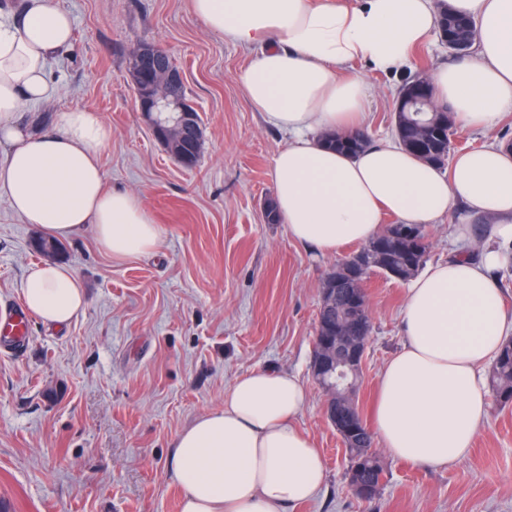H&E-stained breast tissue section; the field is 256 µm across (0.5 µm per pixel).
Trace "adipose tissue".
Returning a JSON list of instances; mask_svg holds the SVG:
<instances>
[{
	"instance_id": "1",
	"label": "adipose tissue",
	"mask_w": 512,
	"mask_h": 512,
	"mask_svg": "<svg viewBox=\"0 0 512 512\" xmlns=\"http://www.w3.org/2000/svg\"><path fill=\"white\" fill-rule=\"evenodd\" d=\"M447 5L475 21L476 37L470 57L432 72L433 99L458 127L492 129L512 112V0H191L209 31L248 51L238 79L255 110L288 136L271 178L295 241L333 255L376 237L385 216L435 224L456 201L493 222L479 258L460 254L412 279L401 346L381 372L374 430L395 459L429 469L471 453L489 414L483 370L512 334L497 277L512 269V152L493 144L459 152L443 170L390 142L352 155L322 136L365 128L371 92L349 65L406 73ZM71 36L72 20L55 0H23L15 15L0 17V189L47 239L89 227L112 258L152 253L161 232L139 196L105 185L100 155L112 129L100 114L61 112L43 133L19 119L24 103L50 97V64ZM22 294L57 327L86 303L58 263L32 267ZM307 396L305 383L273 369L238 377L223 405L174 441L169 469L183 489L181 512H288L309 500L326 468L297 425Z\"/></svg>"
}]
</instances>
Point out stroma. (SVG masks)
I'll return each mask as SVG.
<instances>
[{
  "label": "stroma",
  "instance_id": "stroma-1",
  "mask_svg": "<svg viewBox=\"0 0 512 512\" xmlns=\"http://www.w3.org/2000/svg\"><path fill=\"white\" fill-rule=\"evenodd\" d=\"M73 19V45L51 66L55 91L25 109L32 131L57 112L87 108L112 128L100 163L111 188L139 194L161 230L157 251L117 261L91 229L54 256L77 276L85 307L63 327L30 317L27 345L0 355V512H180L183 489L167 467L177 434L218 407L238 377L273 367L306 383L298 417L326 462L316 496L294 512H512V404L491 403L471 454L442 469L394 459L379 494L358 497L347 455L311 375L320 289L335 257H319L268 223L271 168L286 136L253 110L237 79L248 53L206 30L189 0H56ZM148 42L182 71L205 128L201 157L182 167L152 136L128 79L132 49ZM375 90L372 141L394 136L403 77L352 64ZM473 241L489 219L451 204L427 225V262ZM0 190V306L22 302L29 268L43 262ZM407 283L367 282L372 331L357 401L370 419L380 373L402 341Z\"/></svg>",
  "mask_w": 512,
  "mask_h": 512
}]
</instances>
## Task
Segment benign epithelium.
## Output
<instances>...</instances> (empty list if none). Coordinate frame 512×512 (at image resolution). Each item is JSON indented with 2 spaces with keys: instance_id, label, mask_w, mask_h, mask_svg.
Returning a JSON list of instances; mask_svg holds the SVG:
<instances>
[{
  "instance_id": "benign-epithelium-1",
  "label": "benign epithelium",
  "mask_w": 512,
  "mask_h": 512,
  "mask_svg": "<svg viewBox=\"0 0 512 512\" xmlns=\"http://www.w3.org/2000/svg\"><path fill=\"white\" fill-rule=\"evenodd\" d=\"M438 37L451 53L468 55L470 45L459 42L450 28L438 27ZM130 59L134 66L128 75L136 85L138 105L148 119L152 135L168 153L178 156L184 166L191 165L192 155L200 151L204 132L194 121L195 105L179 93L181 72L168 68L161 57L139 48ZM366 348L367 340L332 327L313 355L311 371L325 395L326 418L342 438H353L356 429L350 415L342 410L344 403L336 401V387L352 396L359 384L356 367L362 366ZM360 472L357 462L349 469L348 478L354 491L366 498L373 489L361 481Z\"/></svg>"
}]
</instances>
